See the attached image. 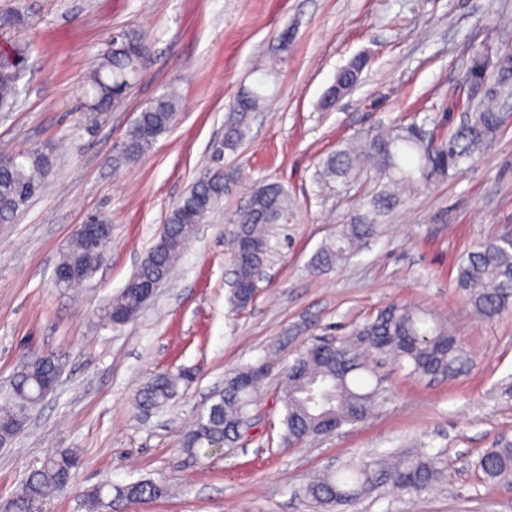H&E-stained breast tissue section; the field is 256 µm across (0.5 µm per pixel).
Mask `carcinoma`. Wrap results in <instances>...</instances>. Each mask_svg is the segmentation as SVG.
<instances>
[{
    "label": "carcinoma",
    "mask_w": 512,
    "mask_h": 512,
    "mask_svg": "<svg viewBox=\"0 0 512 512\" xmlns=\"http://www.w3.org/2000/svg\"><path fill=\"white\" fill-rule=\"evenodd\" d=\"M151 43L147 34L122 30L112 34L108 48L98 55L86 80L84 95L90 112H107L121 103L132 85L147 68ZM26 60L25 47L15 43L0 52V109L13 104ZM368 65L367 57L353 58L340 69L323 97V106L331 109L354 88ZM469 89V101L459 125L441 136L422 125L391 124L381 127L366 140L349 141L321 162L319 179L330 189L335 184L350 186L363 174L373 173L380 188L362 204L346 224L314 259L317 270L338 264L356 250L358 244L373 237L377 226L402 202L434 181L448 178L450 172L475 154L488 151L508 118L489 100L500 93L512 95V49L490 60L483 49L472 52L463 74ZM258 83L245 88L229 107L224 133V148L233 149L246 137L252 114L261 109L266 95ZM179 97L172 89L151 100L135 118L114 155V165L142 157L157 139L173 125ZM11 163L0 169V224H10L44 187L54 166L53 155L30 148L10 154ZM224 198V171L208 169L193 182L187 195L172 208L162 237L141 262L138 277L100 310L102 320L113 324L132 318L142 307L138 290L147 281L164 280L183 253L195 232V225ZM294 204L288 191L278 183L261 182L251 191L230 219L231 251L247 258L239 260L233 299L246 306L252 299L250 285L255 268L267 261L271 228L286 224L293 217ZM111 231L103 233L94 252L86 250L84 237L73 235L58 265L80 272L72 288L89 279L106 255ZM465 292L473 311L487 320L512 312V240L489 236L478 242L461 260L455 279ZM378 354L407 363L410 374L418 377H454L466 369L467 356L460 340L429 313L411 305L392 304L380 311L359 331ZM62 360L30 363L10 387L0 392V439L11 440L24 426L30 412L43 394L55 390ZM364 363L351 355L345 343L323 346L313 344L301 351L285 371L282 401L283 423L288 437L303 442L329 435L344 425H353L368 417L380 395V387L371 385L363 375ZM261 369L248 367L225 381L224 391L215 402L214 413H202L185 432L183 448L199 454L204 448L232 447L238 442L236 426L246 419L256 395ZM180 377L159 374L142 389L139 403L157 406L174 390ZM80 465V456L71 449L50 454L41 466L31 470L20 483L15 497L3 505L4 512H31V504L46 500L62 490L63 481L72 479ZM483 479L512 490V446L488 448L476 462ZM436 458L425 447L404 453L392 460L379 455L369 461L327 471L304 487V495L322 508L345 506L371 494L381 486H391L415 494L431 486L439 477ZM162 493L149 482L131 483L115 491L100 486L88 498L94 512L105 496L136 503Z\"/></svg>",
    "instance_id": "carcinoma-1"
}]
</instances>
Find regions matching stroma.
I'll return each instance as SVG.
<instances>
[{
	"instance_id": "35a3bbf8",
	"label": "stroma",
	"mask_w": 512,
	"mask_h": 512,
	"mask_svg": "<svg viewBox=\"0 0 512 512\" xmlns=\"http://www.w3.org/2000/svg\"><path fill=\"white\" fill-rule=\"evenodd\" d=\"M22 25L7 38L29 47L20 94L0 112V151L52 148L42 191L13 223L0 224V386L33 354L63 370L11 447L0 448V502L60 448L81 464L46 512H88L102 484L147 481L160 496L103 503L100 512H314L308 477L426 444L443 474L410 497L385 486L347 512H512V493L484 482L479 455L512 439V315L481 320L455 285L457 265L488 235L512 236V123L489 152L461 164L398 207L346 261L318 272L312 260L371 192L374 180L321 189L317 164L342 143L383 125L430 118L454 129L468 96L462 74L474 47H512L499 26L512 0H0ZM149 32L154 61L124 101L88 118L82 87L114 28ZM295 28L287 54L279 35ZM366 54L356 88L334 109L321 99L339 69ZM279 63L262 77L271 58ZM264 83L268 100L235 149L213 155L228 106ZM180 91L173 126L139 160L112 155L141 109L167 85ZM224 170V199L200 224L179 262L141 311L112 326L100 308L118 295L159 241L175 203L199 172ZM261 181L288 189L296 210L270 240L268 277L246 308L230 282L228 218ZM112 226L106 259L79 287L54 281L60 252L88 214ZM392 303L418 305L463 343L465 372L413 378L377 362L374 413L338 432L293 443L280 386L297 352L345 341ZM265 371L236 447L188 455L181 439L226 378ZM186 371L163 406L138 395L159 372Z\"/></svg>"
}]
</instances>
